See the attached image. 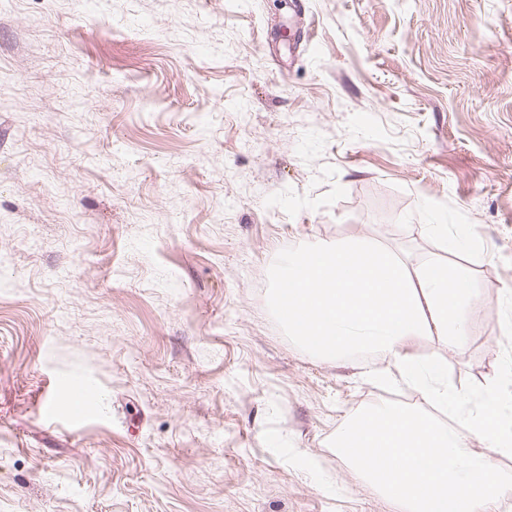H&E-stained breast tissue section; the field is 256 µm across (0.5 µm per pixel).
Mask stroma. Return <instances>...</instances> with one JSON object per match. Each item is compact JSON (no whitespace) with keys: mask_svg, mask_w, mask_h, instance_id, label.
<instances>
[{"mask_svg":"<svg viewBox=\"0 0 512 512\" xmlns=\"http://www.w3.org/2000/svg\"><path fill=\"white\" fill-rule=\"evenodd\" d=\"M297 2L0 0V512H401L329 444L385 362L268 312L306 240L464 266L466 343L413 353L496 376L512 0ZM58 379L97 413L46 422Z\"/></svg>","mask_w":512,"mask_h":512,"instance_id":"35a3bbf8","label":"stroma"}]
</instances>
